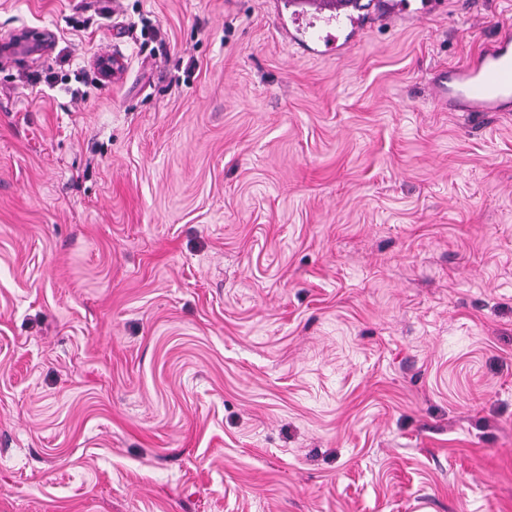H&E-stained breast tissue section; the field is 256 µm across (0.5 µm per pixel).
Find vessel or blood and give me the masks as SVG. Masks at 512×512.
<instances>
[{
  "label": "vessel or blood",
  "instance_id": "b4317fda",
  "mask_svg": "<svg viewBox=\"0 0 512 512\" xmlns=\"http://www.w3.org/2000/svg\"><path fill=\"white\" fill-rule=\"evenodd\" d=\"M360 0H277L278 24L292 22L287 32L290 42L312 47L318 55H338L345 51L333 35H320L307 28L310 21L350 22L352 38L379 22L408 16V0H380L377 11L367 17ZM432 88L437 101L452 112H512V31L503 30L481 54L450 71L436 74Z\"/></svg>",
  "mask_w": 512,
  "mask_h": 512
}]
</instances>
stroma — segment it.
Masks as SVG:
<instances>
[{"instance_id": "35a3bbf8", "label": "stroma", "mask_w": 512, "mask_h": 512, "mask_svg": "<svg viewBox=\"0 0 512 512\" xmlns=\"http://www.w3.org/2000/svg\"><path fill=\"white\" fill-rule=\"evenodd\" d=\"M507 26L0 0V512H512V112L429 97Z\"/></svg>"}]
</instances>
